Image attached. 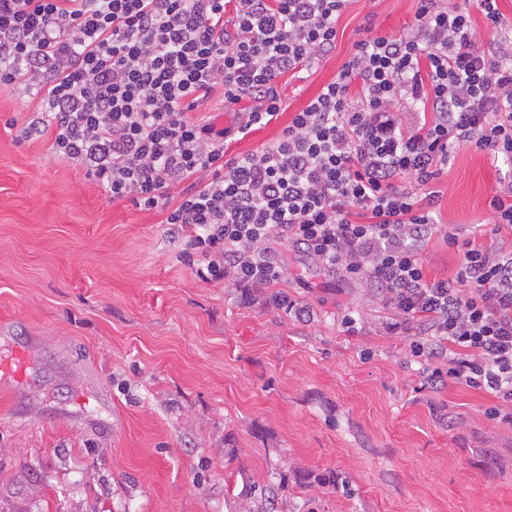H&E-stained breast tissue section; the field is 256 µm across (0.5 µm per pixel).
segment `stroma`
Instances as JSON below:
<instances>
[{
    "label": "stroma",
    "mask_w": 512,
    "mask_h": 512,
    "mask_svg": "<svg viewBox=\"0 0 512 512\" xmlns=\"http://www.w3.org/2000/svg\"><path fill=\"white\" fill-rule=\"evenodd\" d=\"M415 9L347 0L335 48L277 80L279 120L227 154L274 141L358 40L399 35ZM38 103L0 87V363L27 354L0 389V512H512V425L484 392L427 388L362 282L287 248L282 289L310 318L263 291L241 304L169 243L166 211L24 139ZM434 187L439 224L495 242L512 163L461 148ZM502 193L499 194L496 190L489 203L493 212L492 231L495 235L503 229L510 230L512 233V191ZM267 301L275 308L283 310L286 314L295 318L303 319L309 315L308 308L293 299L287 292L275 291L270 294Z\"/></svg>",
    "instance_id": "35a3bbf8"
}]
</instances>
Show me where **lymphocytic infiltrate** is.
<instances>
[{"instance_id":"f902f5d3","label":"lymphocytic infiltrate","mask_w":512,"mask_h":512,"mask_svg":"<svg viewBox=\"0 0 512 512\" xmlns=\"http://www.w3.org/2000/svg\"><path fill=\"white\" fill-rule=\"evenodd\" d=\"M346 2L0 0V85L37 82L26 135H51L112 199L167 209L202 279L245 305L269 290L272 306L305 318L280 289L290 270L270 246L279 240L364 280L396 316L388 330L416 326L411 351L431 361L432 389L486 391L498 401L490 417L512 424V249L451 232L454 276L429 277L422 258L438 230L429 185L453 151L512 160V25L497 0H417L411 25L355 43L276 140L225 155L227 139L278 119L277 78L332 50ZM475 7L494 31L483 48ZM218 84L225 105L255 108L220 129L195 123L189 111Z\"/></svg>"}]
</instances>
